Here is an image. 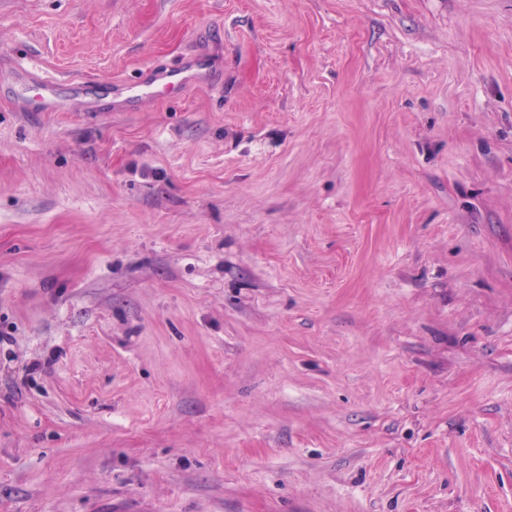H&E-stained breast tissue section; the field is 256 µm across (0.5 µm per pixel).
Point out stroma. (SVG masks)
Segmentation results:
<instances>
[{"label":"stroma","instance_id":"obj_1","mask_svg":"<svg viewBox=\"0 0 512 512\" xmlns=\"http://www.w3.org/2000/svg\"><path fill=\"white\" fill-rule=\"evenodd\" d=\"M0 512H512V0H0ZM206 80V70L200 62L182 64L175 68L156 66L149 69L139 81L131 84L129 96L118 106L124 112H131L149 94H178L186 88ZM30 71L33 75H28V78L37 85L38 93L28 99V111L56 112L61 110L63 106L62 84L54 78L40 75L36 68H32Z\"/></svg>","mask_w":512,"mask_h":512}]
</instances>
